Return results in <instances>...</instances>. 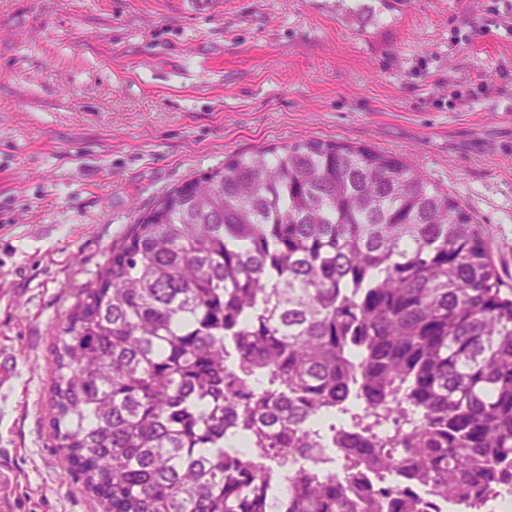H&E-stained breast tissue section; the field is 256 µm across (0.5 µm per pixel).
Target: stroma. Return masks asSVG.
Instances as JSON below:
<instances>
[{"label":"stroma","instance_id":"35a3bbf8","mask_svg":"<svg viewBox=\"0 0 512 512\" xmlns=\"http://www.w3.org/2000/svg\"><path fill=\"white\" fill-rule=\"evenodd\" d=\"M0 0V512H102L53 349L137 214L300 139L414 162L512 288V0Z\"/></svg>","mask_w":512,"mask_h":512}]
</instances>
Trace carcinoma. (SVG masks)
<instances>
[{
    "label": "carcinoma",
    "mask_w": 512,
    "mask_h": 512,
    "mask_svg": "<svg viewBox=\"0 0 512 512\" xmlns=\"http://www.w3.org/2000/svg\"><path fill=\"white\" fill-rule=\"evenodd\" d=\"M53 364L51 436L105 512H428L406 469L468 512L512 488V289L448 192L370 147L233 155L160 196ZM394 415L413 429L369 446Z\"/></svg>",
    "instance_id": "cac0c4a2"
}]
</instances>
